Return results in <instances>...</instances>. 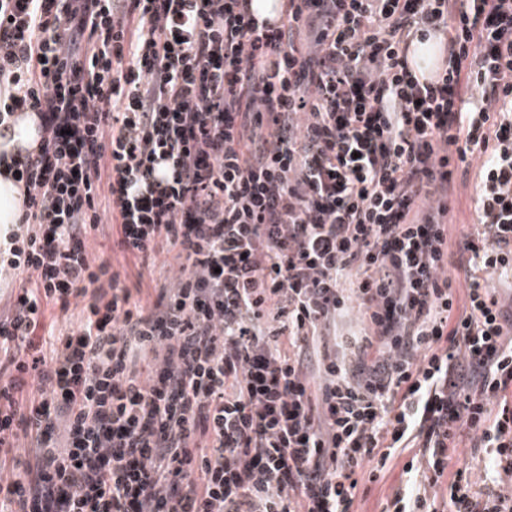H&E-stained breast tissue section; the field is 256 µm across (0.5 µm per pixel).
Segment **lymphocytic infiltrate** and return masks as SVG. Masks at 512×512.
I'll return each instance as SVG.
<instances>
[{
  "instance_id": "lymphocytic-infiltrate-1",
  "label": "lymphocytic infiltrate",
  "mask_w": 512,
  "mask_h": 512,
  "mask_svg": "<svg viewBox=\"0 0 512 512\" xmlns=\"http://www.w3.org/2000/svg\"><path fill=\"white\" fill-rule=\"evenodd\" d=\"M251 6L0 0V134L29 112L40 136L0 237V512H351L408 448L383 512H438L441 485L512 512L486 483L512 478V0ZM105 210L121 251L178 265L153 301L91 258ZM464 429L487 470L449 471ZM20 436L35 461L6 472ZM441 54L440 39L432 33L425 40H420L419 35L412 39L408 58L410 65L421 77L423 73L429 75L437 69L441 62ZM476 178H469L466 184H458L451 210L448 214L450 240L452 243L458 241L466 234L474 231L477 224L474 209V198L476 192Z\"/></svg>"
}]
</instances>
